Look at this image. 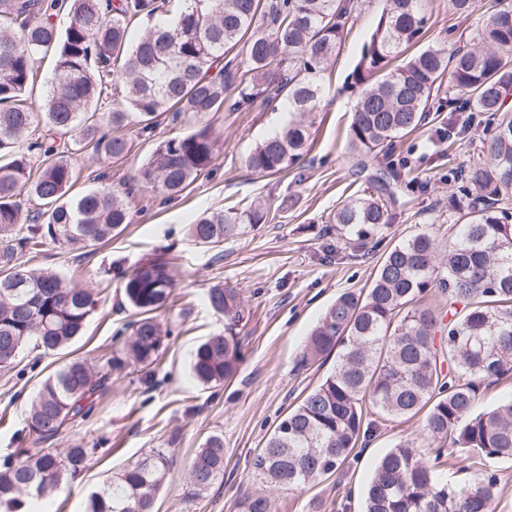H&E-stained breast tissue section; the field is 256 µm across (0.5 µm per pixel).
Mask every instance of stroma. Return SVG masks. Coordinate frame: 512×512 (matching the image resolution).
I'll return each instance as SVG.
<instances>
[{
  "label": "stroma",
  "instance_id": "stroma-1",
  "mask_svg": "<svg viewBox=\"0 0 512 512\" xmlns=\"http://www.w3.org/2000/svg\"><path fill=\"white\" fill-rule=\"evenodd\" d=\"M353 3L342 43L322 74L324 94L312 116L310 146L292 169L263 176L245 164L254 146L287 122L284 106L260 99L247 110L214 112L208 122L220 151L211 170L180 196H136L132 224L87 254L50 243L28 255L29 266L53 269L70 283L95 289L98 303L82 335L66 350L44 354L28 346L13 364L0 366V463L15 449L29 447L27 411L42 382L69 360L93 363L113 348L116 332L132 318L122 290L125 275L147 259L178 258L175 305L163 314L173 334L162 362L112 374L87 417L65 426L52 441L60 452L75 445L95 450L85 468L49 495L52 512H84L90 494L113 473L155 448L176 460L157 500L158 512H237L238 499L260 488L251 477L252 461L265 439L326 373L300 364L304 341L326 308L342 292L368 288L380 255L400 241L428 232L439 250L453 242L463 215L457 204L476 195L462 174L498 118L461 111L441 90L429 102L424 125L396 139L387 154L351 153L348 130L360 93L354 70L384 0ZM494 4L478 0L476 13L462 16L451 11L448 0H425V33L410 53L469 46L481 15ZM192 130L162 116L154 138ZM128 135L132 150L122 162L110 164L84 150L72 155L79 172L75 190L91 187L100 173L115 186L134 174L154 138L140 136L134 123ZM381 169L395 174V219L379 241L356 251L329 218L344 200L371 192L370 180ZM259 198L271 205L267 223L246 225L241 235L217 246L196 244L188 236L189 224L204 210L245 208ZM217 285L240 293L235 333L243 360L233 379L206 387L193 379L190 361L199 343L225 327L224 316L204 301ZM213 435L224 440V479L197 494L188 470L197 448ZM407 439L422 454H431L422 416L376 419L372 435L353 450L343 472L297 491H271L273 512H362L375 463Z\"/></svg>",
  "mask_w": 512,
  "mask_h": 512
}]
</instances>
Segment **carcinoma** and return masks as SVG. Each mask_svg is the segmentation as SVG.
I'll list each match as a JSON object with an SVG mask.
<instances>
[{"label": "carcinoma", "mask_w": 512, "mask_h": 512, "mask_svg": "<svg viewBox=\"0 0 512 512\" xmlns=\"http://www.w3.org/2000/svg\"><path fill=\"white\" fill-rule=\"evenodd\" d=\"M423 0H386L355 68L361 87L348 146L378 156L394 140L419 128L433 92L463 96L466 108L499 116L494 134L466 171L481 205L466 213L459 240L445 262L418 233L387 250L369 288L338 295L307 336L301 362L313 366L336 356L334 367L281 420L254 457L253 477L274 488H303L337 472L358 442L372 433L371 415L409 419L425 413V433L446 441L467 483L439 476L443 449L425 459L404 440L376 463L364 512H495L494 460H512V399L477 408L483 386L512 375V0H495L475 29L470 49L450 55L423 50L400 64L421 34ZM350 0H0V358L14 359L27 345L55 352L83 331L96 304L91 288L65 282L49 268L32 269L23 252L46 241L85 250L112 240L131 221L132 196L143 190L181 194L215 160L218 142L205 118L240 111L274 89L288 90L297 118L265 138L246 157L264 175L283 173L310 140L305 115L316 111L321 74L341 43ZM147 22L136 37L131 25ZM237 54L230 55V52ZM55 57L53 76L33 106L37 63ZM112 99L102 115L96 100ZM194 124L185 136L160 139L145 164L121 187L98 185L72 193L70 151L90 149L103 161L129 151L121 129L130 116L139 134L153 137L156 118ZM46 133L36 135L39 126ZM41 158L34 168L32 157ZM376 193L353 196L330 218L355 245L392 222L387 181ZM39 207L23 214L31 202ZM269 207L203 211L188 234L219 244L244 224H264ZM175 278L168 257L135 266L123 283L135 311L132 333L101 365L75 359L41 385L27 415L33 448L16 451L0 471V512H30L31 501L83 468L92 449L58 453L41 444L66 424L83 419L114 371L150 366L163 355L169 330L155 312L170 299ZM437 290L446 306L427 302ZM208 305L224 315V332L206 338L191 360L203 386L232 379L242 362L233 333L240 301L231 288H211ZM445 330V340L437 333ZM170 470L155 448L92 493L86 512H154ZM189 481L203 492L224 479V441L214 435L198 449ZM238 512H270L267 495L237 502Z\"/></svg>", "instance_id": "obj_1"}]
</instances>
